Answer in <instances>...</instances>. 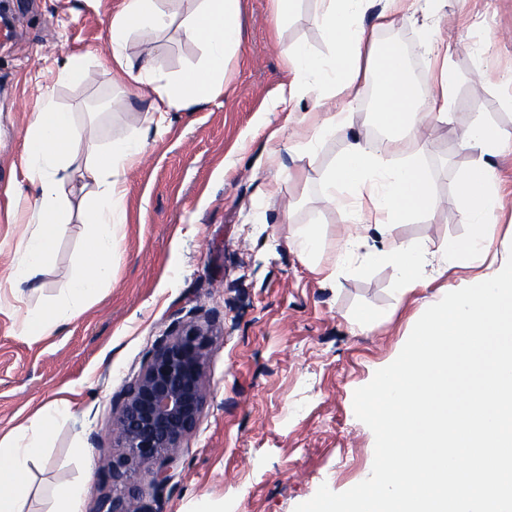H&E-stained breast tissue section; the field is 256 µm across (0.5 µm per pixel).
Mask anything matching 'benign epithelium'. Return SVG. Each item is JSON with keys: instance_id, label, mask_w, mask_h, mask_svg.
I'll use <instances>...</instances> for the list:
<instances>
[{"instance_id": "7a95c632", "label": "benign epithelium", "mask_w": 512, "mask_h": 512, "mask_svg": "<svg viewBox=\"0 0 512 512\" xmlns=\"http://www.w3.org/2000/svg\"><path fill=\"white\" fill-rule=\"evenodd\" d=\"M215 345L209 329L184 323L157 341L136 378L114 403L112 447L101 459L112 481L95 512H145L132 475H151L160 491L174 476L182 441L195 429L207 404L205 358Z\"/></svg>"}]
</instances>
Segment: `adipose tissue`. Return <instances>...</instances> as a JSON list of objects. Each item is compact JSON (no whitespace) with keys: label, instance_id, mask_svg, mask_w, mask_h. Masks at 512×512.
I'll use <instances>...</instances> for the list:
<instances>
[{"label":"adipose tissue","instance_id":"1","mask_svg":"<svg viewBox=\"0 0 512 512\" xmlns=\"http://www.w3.org/2000/svg\"><path fill=\"white\" fill-rule=\"evenodd\" d=\"M166 2L122 0L112 17L110 48L99 60L100 65L111 68L114 82H134L146 88L159 128L169 113L208 104L223 92L228 59L243 35V0H196V8L183 15L180 28L187 40L202 47L201 67L177 73L158 71L148 64L156 50L150 36L172 21ZM320 2L316 21L333 57L320 58L301 44L290 48L291 78L283 98L294 101L313 81L321 88V100L338 102L339 107L308 125L294 146L295 152H313L327 136L343 135L344 147L325 174L324 185L330 202L354 209L359 230L372 228L382 233L407 218L436 213L440 203L417 162V151L408 146L402 133L426 124L429 118H447L455 104L453 74L440 61L442 51L432 28L422 30L431 56L425 82L418 86L409 80L402 48L395 43L379 44L376 39L378 30L429 12L436 0ZM135 32L147 38L140 65L127 53ZM368 82L378 89L376 117L388 131L387 137L378 141L353 131L359 89ZM80 150L86 153L81 178L87 190L82 201L91 233L66 300L25 315L22 333L32 338L67 324L111 280L114 228L126 221L123 175L142 162L146 150L145 141L139 138H118L104 146L81 141L71 113L58 107L52 94H44L23 145L28 172L37 179L41 193L35 201L37 222L24 246L25 262L17 270L18 284L38 278L72 220L70 203L60 191L59 174ZM393 156L399 157L398 165H390ZM372 257L393 267L401 289L423 286L429 260L422 247L391 239ZM69 411V402H60L42 412L35 424L18 426L0 438V512H24L32 490L31 466L43 456L54 426Z\"/></svg>","mask_w":512,"mask_h":512}]
</instances>
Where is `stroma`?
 <instances>
[{
	"mask_svg": "<svg viewBox=\"0 0 512 512\" xmlns=\"http://www.w3.org/2000/svg\"><path fill=\"white\" fill-rule=\"evenodd\" d=\"M122 0H0V436L29 422L60 398L73 403L59 421L44 457L32 467L28 512H49L60 480L84 487L93 507L106 479L100 457L110 447L112 402L142 369L156 342L178 324L208 323L219 341L205 365L209 401L182 443L174 478L153 491L148 474L134 475L148 512H294L320 487L346 491L367 479L374 435L355 416L353 396L393 362L425 305L449 288L464 287L474 269L437 272L425 286L399 288L393 268L371 260L381 238L369 232L353 258L335 268L332 256L356 217L325 200L322 178L343 145L325 138L309 156L291 152L294 130L275 109L287 83L286 51L330 49L316 23L319 0H299L278 16L272 0H247L240 48L230 60L227 86L191 112L171 113L156 131L149 101L133 86L112 84L96 57L109 46L112 16ZM448 44L456 104L447 121L420 127V156L440 212L389 228V237L438 251L465 230L452 193L455 172L476 156L456 144L488 113L512 144V0H443L429 14ZM162 49L151 60L163 72L199 66L201 48L178 24L156 33ZM400 42L413 82L426 73L427 50L418 25L377 32ZM88 60L85 80L63 82L62 62ZM482 69L484 83L473 79ZM72 112L83 139L143 137L141 164L127 170V222L112 251V280L93 305L66 326L33 339L21 317L61 296L76 270L89 226L79 186L64 180L73 218L37 281L14 294L13 274L35 222L32 183L22 145L45 91ZM282 128L280 141L269 140ZM303 170L302 181L289 171ZM294 203L283 212L265 196L269 183ZM323 241L317 261L302 257L300 232ZM369 324H359L361 315Z\"/></svg>",
	"mask_w": 512,
	"mask_h": 512,
	"instance_id": "35a3bbf8",
	"label": "stroma"
}]
</instances>
